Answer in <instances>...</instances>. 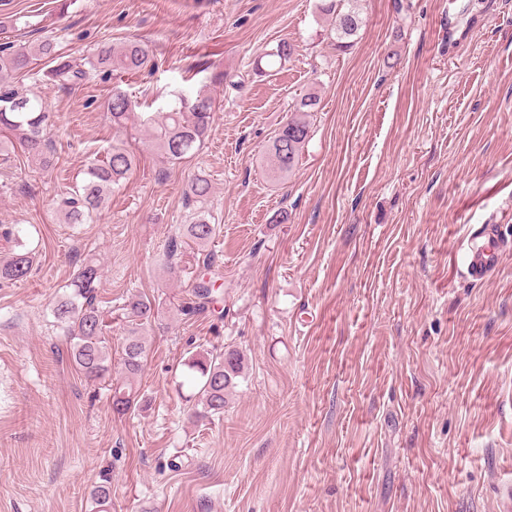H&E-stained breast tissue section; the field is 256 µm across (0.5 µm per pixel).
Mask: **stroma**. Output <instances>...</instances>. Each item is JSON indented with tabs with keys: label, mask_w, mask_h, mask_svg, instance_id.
Returning a JSON list of instances; mask_svg holds the SVG:
<instances>
[{
	"label": "stroma",
	"mask_w": 512,
	"mask_h": 512,
	"mask_svg": "<svg viewBox=\"0 0 512 512\" xmlns=\"http://www.w3.org/2000/svg\"><path fill=\"white\" fill-rule=\"evenodd\" d=\"M320 4L0 0V45L50 36L80 66L136 38L157 64L73 88L12 78L52 113L57 163L0 155V224L40 238L29 278L0 284V512H92L105 471L112 512H501L512 497V248L488 279L466 272L485 225L512 240V0H361L345 52ZM282 41L288 61L256 70ZM116 87L140 112L207 89L204 148L173 165L143 127L113 129ZM307 92L309 138L272 179L273 137ZM115 142L137 166L97 221L60 223L56 200ZM196 176L201 203L184 196ZM200 214L219 227L221 299L189 317L195 256L172 275L158 255ZM78 255L102 266L112 347L125 299L155 300L124 415L75 371L51 312ZM196 346L246 358L211 421L178 392Z\"/></svg>",
	"instance_id": "stroma-1"
}]
</instances>
